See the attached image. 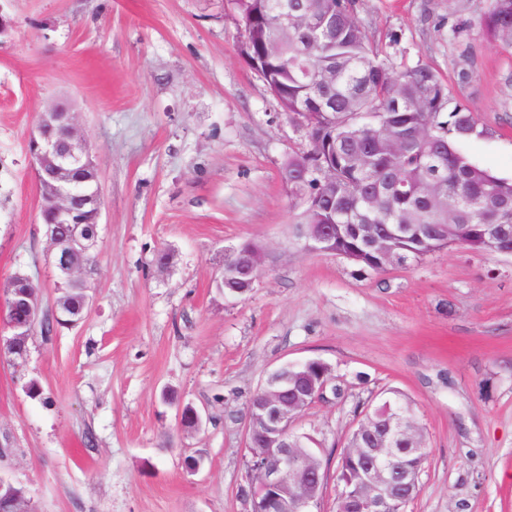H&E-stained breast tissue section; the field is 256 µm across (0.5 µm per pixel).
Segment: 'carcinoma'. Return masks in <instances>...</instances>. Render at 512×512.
<instances>
[{
	"label": "carcinoma",
	"instance_id": "obj_1",
	"mask_svg": "<svg viewBox=\"0 0 512 512\" xmlns=\"http://www.w3.org/2000/svg\"><path fill=\"white\" fill-rule=\"evenodd\" d=\"M249 46L246 62L260 59L268 43L288 29L279 52L268 57L262 79L285 111L304 119L307 136L336 143V158H316V146L288 156V187L295 196L315 200L301 224L333 222L354 238L349 225L406 228L392 241L404 260L419 259L448 245L484 251L489 225L504 224L505 249L512 250V182L472 163L456 142L479 134L475 112L450 106L447 85L427 65L398 70L388 52L375 45L353 14L352 0H235ZM480 26L499 44L512 49V0H489ZM391 135L398 154L376 152L373 143ZM320 163L332 169L336 195L322 192L313 178L301 182L302 166ZM439 224L459 225L460 236L442 239ZM64 292L57 310L70 320L87 295V285L60 272ZM395 416L409 428L410 444L426 446L410 400L398 391L368 409L366 436L354 444L367 448L386 419ZM337 483L353 490L359 481L347 454L340 456Z\"/></svg>",
	"mask_w": 512,
	"mask_h": 512
}]
</instances>
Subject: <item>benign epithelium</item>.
Listing matches in <instances>:
<instances>
[{
  "label": "benign epithelium",
  "instance_id": "benign-epithelium-1",
  "mask_svg": "<svg viewBox=\"0 0 512 512\" xmlns=\"http://www.w3.org/2000/svg\"><path fill=\"white\" fill-rule=\"evenodd\" d=\"M31 161L35 168L43 200L61 219L70 225L67 246L58 239L51 240L54 260L74 280L87 282L95 274L96 267L75 263L71 259L72 247L83 251H96L99 240L101 201L99 194L86 191L79 183L76 172L98 174V167L89 152L77 113L66 102L54 101L41 114ZM334 224H317L304 246L313 251L330 252L348 259L365 257L356 248L347 250L336 246ZM371 251V261L380 267L394 266L398 257L394 254L391 240L393 231H380L371 224L355 230ZM266 254L255 248L247 263L227 259L225 267L234 279L240 280V291L248 292L260 278L265 267ZM14 302L27 305L30 311L28 325L39 319L40 305L32 289H16ZM298 363H285L271 372L258 388V395L248 414L246 449L251 460L248 493L245 500L252 504L249 512H314L323 493L325 479L320 467L319 452L323 444L297 449L307 434L291 431L293 418L290 412L327 399V381H310L301 389H288V370ZM183 428L199 429L203 425L201 413L192 406L178 411ZM397 432L387 425L382 443L376 448H347L346 454L354 457L353 465L359 473L361 491L357 494L342 493L351 512H395L405 501L397 491V485L411 486L419 481V475L404 470L398 463L407 448H393Z\"/></svg>",
  "mask_w": 512,
  "mask_h": 512
}]
</instances>
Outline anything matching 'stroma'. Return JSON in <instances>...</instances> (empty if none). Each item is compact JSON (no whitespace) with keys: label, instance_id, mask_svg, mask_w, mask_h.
Returning a JSON list of instances; mask_svg holds the SVG:
<instances>
[{"label":"stroma","instance_id":"1","mask_svg":"<svg viewBox=\"0 0 512 512\" xmlns=\"http://www.w3.org/2000/svg\"><path fill=\"white\" fill-rule=\"evenodd\" d=\"M488 5L352 3L398 66L432 67L476 110L461 150L512 180V53L481 30ZM0 17V284L27 274L46 313L61 294L27 153L48 101L73 102L102 198L92 306L0 358V475L35 512H247L249 402L308 359L344 387L294 423L330 455L320 512H336L338 457L389 389L429 448L404 512H512V256L451 246L373 272L308 251L283 177L308 141L239 55L232 0H0ZM246 241L264 272L224 296L214 281ZM186 404L199 430L179 424Z\"/></svg>","mask_w":512,"mask_h":512}]
</instances>
